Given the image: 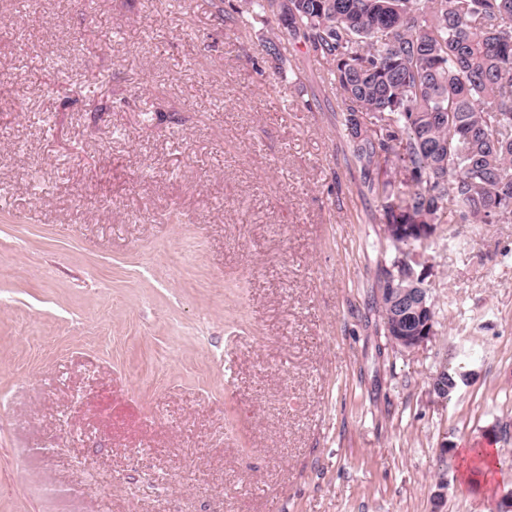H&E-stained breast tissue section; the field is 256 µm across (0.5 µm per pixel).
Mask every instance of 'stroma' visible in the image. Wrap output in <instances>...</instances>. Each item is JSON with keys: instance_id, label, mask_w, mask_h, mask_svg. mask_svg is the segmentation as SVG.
Wrapping results in <instances>:
<instances>
[{"instance_id": "stroma-1", "label": "stroma", "mask_w": 512, "mask_h": 512, "mask_svg": "<svg viewBox=\"0 0 512 512\" xmlns=\"http://www.w3.org/2000/svg\"><path fill=\"white\" fill-rule=\"evenodd\" d=\"M239 4L0 0V512H501L512 224L442 216L396 346L340 95Z\"/></svg>"}]
</instances>
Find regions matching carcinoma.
I'll return each mask as SVG.
<instances>
[{"label":"carcinoma","mask_w":512,"mask_h":512,"mask_svg":"<svg viewBox=\"0 0 512 512\" xmlns=\"http://www.w3.org/2000/svg\"><path fill=\"white\" fill-rule=\"evenodd\" d=\"M259 21L326 65L367 190L400 254L386 294L422 241L416 224H512V0H243ZM392 163L402 187L381 177Z\"/></svg>","instance_id":"cac0c4a2"}]
</instances>
